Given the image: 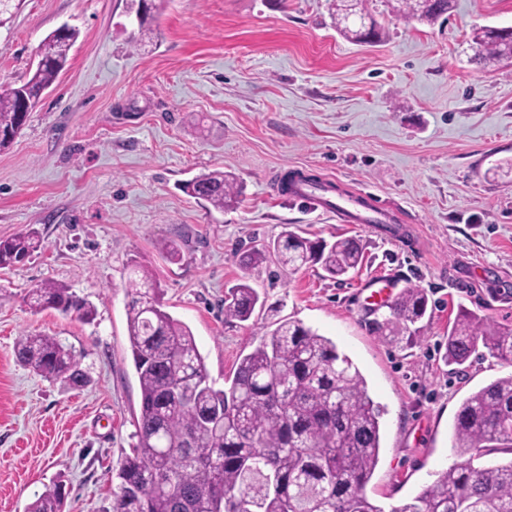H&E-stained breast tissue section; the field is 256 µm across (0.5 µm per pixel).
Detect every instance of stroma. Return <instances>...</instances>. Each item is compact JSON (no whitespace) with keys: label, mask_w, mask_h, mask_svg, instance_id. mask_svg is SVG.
I'll use <instances>...</instances> for the list:
<instances>
[{"label":"stroma","mask_w":512,"mask_h":512,"mask_svg":"<svg viewBox=\"0 0 512 512\" xmlns=\"http://www.w3.org/2000/svg\"><path fill=\"white\" fill-rule=\"evenodd\" d=\"M333 0H164L139 28L125 0H15L0 16V82L27 78L41 41L78 37L55 83L0 150V239L28 229L43 247L0 269V512H27L62 483L63 512H112L117 473L136 443L140 386L127 332L129 270H150L167 311L191 331L216 388L291 318L336 341L382 415V452L366 493L409 503L458 457L461 402L512 366L479 350L444 360L459 308L512 326V66L472 62L481 27L512 26V0H455L446 22L396 17V0H362L384 28L376 46L341 37ZM221 170L243 186L218 211L180 189ZM300 172L394 202L396 225L347 224L281 189ZM356 238L364 262L344 280L320 265L244 251L284 230ZM177 244L170 257L168 244ZM428 297L413 343H386L361 292L369 279ZM264 307L224 318L237 283ZM72 288L93 322L31 313L42 283ZM58 337L81 356L83 386L45 380L16 360L23 334Z\"/></svg>","instance_id":"1"}]
</instances>
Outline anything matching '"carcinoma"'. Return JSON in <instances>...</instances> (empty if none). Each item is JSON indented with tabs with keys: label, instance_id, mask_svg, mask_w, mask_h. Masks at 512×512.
<instances>
[{
	"label": "carcinoma",
	"instance_id": "1",
	"mask_svg": "<svg viewBox=\"0 0 512 512\" xmlns=\"http://www.w3.org/2000/svg\"><path fill=\"white\" fill-rule=\"evenodd\" d=\"M361 0H337L336 29L375 45L383 28H364ZM452 0H397L400 15L433 23ZM76 30L57 29L39 51L41 64L20 83L0 82V150L23 129L22 105H35L64 69ZM480 61L512 63V29L474 33ZM183 192L224 210L239 202L235 179L215 170L182 184ZM29 229L0 239V268L23 262L42 247ZM278 263L295 270L318 264L339 279L364 260L353 238L331 244L286 230L272 248ZM126 288L131 300L127 331L141 402L137 443L118 473L120 491L112 512H384L366 494L381 448V410L370 397L358 367L330 338L302 322L283 319L240 360L230 386L210 382L189 328L165 310L157 282L134 267ZM33 313L55 309L90 320L96 309L70 289L47 282L29 291ZM260 296L248 283L234 285L224 299V318L248 321ZM419 288H407L391 314L375 322L376 332L398 343L427 310ZM512 364V327L491 324L460 308L448 329L445 359L462 366L478 351ZM16 359L47 380L77 385L86 379L80 358L56 337L28 333ZM462 461L439 471L413 500L392 512H512V460L477 467L474 460L493 449L512 452V374L471 393L453 424V445ZM63 484L47 488L28 512H63Z\"/></svg>",
	"mask_w": 512,
	"mask_h": 512
}]
</instances>
